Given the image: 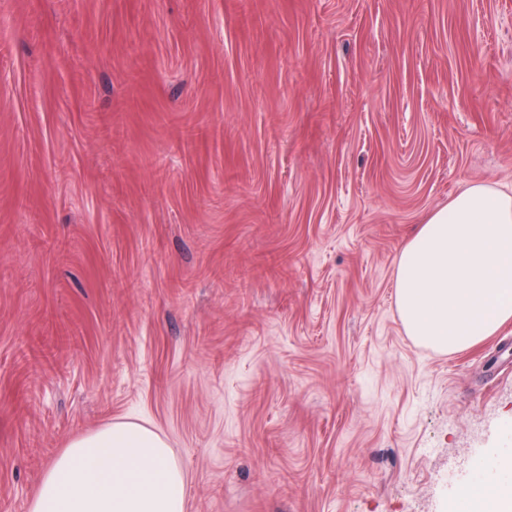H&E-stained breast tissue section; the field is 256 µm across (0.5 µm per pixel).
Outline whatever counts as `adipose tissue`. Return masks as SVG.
I'll return each instance as SVG.
<instances>
[{"label":"adipose tissue","instance_id":"ef3b65f1","mask_svg":"<svg viewBox=\"0 0 512 512\" xmlns=\"http://www.w3.org/2000/svg\"><path fill=\"white\" fill-rule=\"evenodd\" d=\"M394 281L405 333L435 351L470 348L512 322V193L467 184L405 244ZM185 502L186 478L167 442L116 421L62 450L30 512H185ZM453 512H512V459Z\"/></svg>","mask_w":512,"mask_h":512}]
</instances>
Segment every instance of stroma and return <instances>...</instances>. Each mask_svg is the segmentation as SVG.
<instances>
[{"label": "stroma", "instance_id": "1", "mask_svg": "<svg viewBox=\"0 0 512 512\" xmlns=\"http://www.w3.org/2000/svg\"><path fill=\"white\" fill-rule=\"evenodd\" d=\"M512 190V0H0V512L163 436L185 512H445L512 457V323L407 336L400 252Z\"/></svg>", "mask_w": 512, "mask_h": 512}]
</instances>
